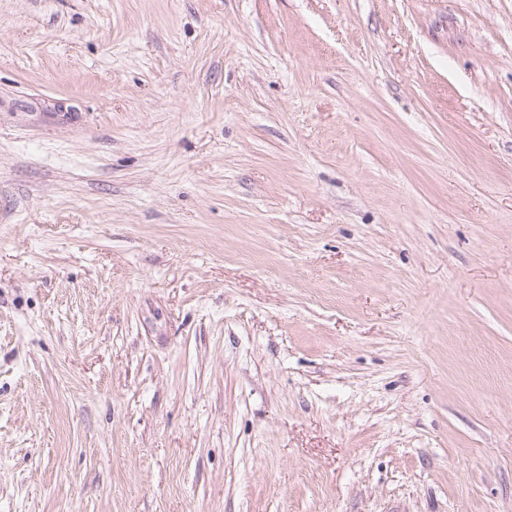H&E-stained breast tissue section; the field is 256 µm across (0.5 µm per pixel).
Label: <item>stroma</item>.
I'll use <instances>...</instances> for the list:
<instances>
[{"label":"stroma","instance_id":"1","mask_svg":"<svg viewBox=\"0 0 512 512\" xmlns=\"http://www.w3.org/2000/svg\"><path fill=\"white\" fill-rule=\"evenodd\" d=\"M0 512H512V0H0Z\"/></svg>","mask_w":512,"mask_h":512}]
</instances>
